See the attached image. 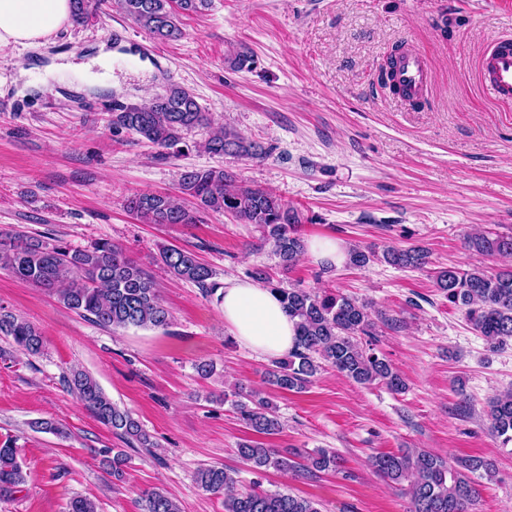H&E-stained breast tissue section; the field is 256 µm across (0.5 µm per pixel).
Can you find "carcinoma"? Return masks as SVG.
I'll list each match as a JSON object with an SVG mask.
<instances>
[{
    "mask_svg": "<svg viewBox=\"0 0 512 512\" xmlns=\"http://www.w3.org/2000/svg\"><path fill=\"white\" fill-rule=\"evenodd\" d=\"M71 4L76 24L106 13L115 4L137 27L160 41L171 42L184 35L181 16L209 10L212 0H71ZM206 124L208 113L196 97L175 86L142 104L112 106L113 132L126 131L164 150L176 148L185 134ZM202 148L219 158L262 155L259 145L226 129L213 132ZM178 186L181 194L193 200V206L182 204L171 194L146 192L130 197L126 209L147 224H199L206 213L227 214L242 224H254L285 268L292 267L304 250L299 211L264 189L237 184L224 168H187L179 173ZM465 246L480 255L508 257L512 255V235L476 233L465 238ZM379 258L398 268L420 269L429 263L428 252L420 246H388L380 256L352 248L347 264L365 268ZM158 260L174 278L195 284L207 298L216 297L217 273L196 254L163 245ZM0 270L55 295L66 308L105 329H166L172 323V314L154 281L122 246L107 239L73 249L50 234L0 232ZM249 275L280 295L296 325L294 348L275 360L268 371L272 386L300 392L330 367L360 385L382 384L395 393L406 390L405 381L391 364L361 341L363 336L374 335L376 327L369 302L340 292L282 288L259 267ZM435 284L448 302L465 310L467 321L490 349L512 339L511 268L490 274L480 267L459 270L450 266L436 272ZM0 336L11 339L30 356L43 354L46 347L39 328L3 308ZM67 384L80 404L126 445L155 447L140 422L115 404L90 374L75 370L67 377ZM224 401L231 403L253 432L275 435L282 430L275 408L260 394L235 390L224 394ZM487 417L491 432L502 445L512 443V392L495 398ZM237 453L256 473L273 468L314 475L338 467L336 453L326 448L316 449L303 463L256 441L240 442ZM128 459L125 449H112L105 465L113 480L123 479ZM370 465L379 477L404 488L411 502L409 512H469L478 495L469 473L491 470V464L481 459L469 460L462 471L451 469L442 457L417 449L373 455ZM25 482L19 449L7 438L0 442V498L19 492ZM195 483L205 493L222 499L224 512H321L319 503L288 489L264 490L255 482L237 491L236 472L222 465L200 467ZM138 506L140 512H180L174 498L155 489L143 491Z\"/></svg>",
    "mask_w": 512,
    "mask_h": 512,
    "instance_id": "obj_1",
    "label": "carcinoma"
}]
</instances>
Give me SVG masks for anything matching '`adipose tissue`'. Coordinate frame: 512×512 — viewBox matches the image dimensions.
<instances>
[{
	"instance_id": "ef3b65f1",
	"label": "adipose tissue",
	"mask_w": 512,
	"mask_h": 512,
	"mask_svg": "<svg viewBox=\"0 0 512 512\" xmlns=\"http://www.w3.org/2000/svg\"><path fill=\"white\" fill-rule=\"evenodd\" d=\"M70 20V0H0V49L41 44ZM217 294L225 330L244 347L267 358L292 349L294 323L270 288L247 278L227 279Z\"/></svg>"
}]
</instances>
